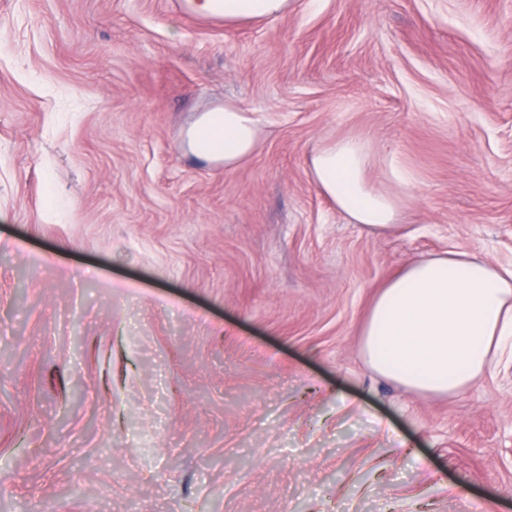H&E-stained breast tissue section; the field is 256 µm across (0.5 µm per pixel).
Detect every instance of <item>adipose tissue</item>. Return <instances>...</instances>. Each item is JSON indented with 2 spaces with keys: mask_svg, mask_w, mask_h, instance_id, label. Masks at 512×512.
Masks as SVG:
<instances>
[{
  "mask_svg": "<svg viewBox=\"0 0 512 512\" xmlns=\"http://www.w3.org/2000/svg\"><path fill=\"white\" fill-rule=\"evenodd\" d=\"M190 11L227 23L275 19L292 0H187ZM260 139L253 114L235 101L202 112L184 135L195 156L233 168L249 159ZM364 141L347 136L318 150L311 172L321 193L352 223L371 229L398 220L397 197L365 180ZM363 352L381 376L433 394L461 391L500 361L512 362V271L467 252L410 263L374 301Z\"/></svg>",
  "mask_w": 512,
  "mask_h": 512,
  "instance_id": "obj_1",
  "label": "adipose tissue"
}]
</instances>
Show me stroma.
Instances as JSON below:
<instances>
[{
    "mask_svg": "<svg viewBox=\"0 0 512 512\" xmlns=\"http://www.w3.org/2000/svg\"><path fill=\"white\" fill-rule=\"evenodd\" d=\"M0 0V512H512V366L365 363L411 261L512 264V0ZM233 99L237 168L181 146ZM360 136L396 226L310 158ZM189 10L202 18L239 23L275 19L288 12L292 0H187Z\"/></svg>",
    "mask_w": 512,
    "mask_h": 512,
    "instance_id": "1",
    "label": "stroma"
}]
</instances>
